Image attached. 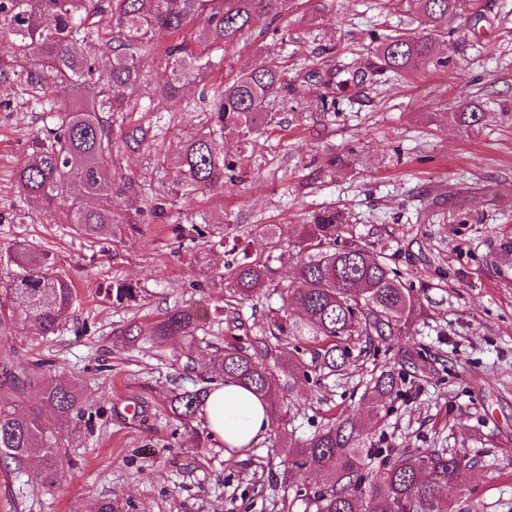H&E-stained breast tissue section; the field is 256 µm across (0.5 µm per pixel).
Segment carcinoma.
<instances>
[{
	"instance_id": "cac0c4a2",
	"label": "carcinoma",
	"mask_w": 512,
	"mask_h": 512,
	"mask_svg": "<svg viewBox=\"0 0 512 512\" xmlns=\"http://www.w3.org/2000/svg\"><path fill=\"white\" fill-rule=\"evenodd\" d=\"M288 0H0V26L18 38L25 65L0 70V82L25 78L42 93L50 125L35 137L17 170V184L59 224H71L91 239L112 235L125 224L112 208V124L105 114L124 112L139 90L145 64L155 53L153 36L165 31L175 39L164 49L168 76L153 90L156 108L181 99L184 86L210 66V56L238 42L256 15L278 20ZM461 0H409L422 35L389 36L376 49L379 69L404 72L428 64L432 36L442 32L460 10ZM284 87V73L271 62L202 89L185 103L195 112H210L219 132L187 140L176 157V183L188 192L224 187L231 163L224 155V130L252 131L267 117ZM448 118L466 127L486 121L487 113L470 103ZM344 215L336 210L312 214L295 228L296 275L282 288V306L273 310L269 336L248 350L224 340V355L210 368L208 382L232 381L264 398L283 425L290 406L279 377L265 360L271 342H289L283 351L288 377L309 372L334 376L351 358L349 343L399 340L421 315V302L388 263L353 241ZM0 463L21 467L33 449L42 452L31 483H56L67 463L62 437L84 413L79 386L51 375L43 363L10 343L7 331L18 321L35 325L44 338L56 335L69 320L75 287L57 271L49 251L19 244L0 252ZM268 261L243 249L217 279L232 293L250 299L270 287ZM141 289L116 281L106 289L115 305L138 301ZM200 316L189 307L167 311L152 324L149 336L173 347L196 340ZM399 392L398 375L385 370L370 388L372 401ZM207 396L204 387H178L166 397L171 416L187 425ZM55 421L49 424L43 410ZM380 419L372 407L361 424L340 414L305 441L288 437L281 445L288 475L315 468L321 484L297 490L293 501L304 512H453L455 495L469 463L444 448L405 450L375 467L374 448L364 447L368 425Z\"/></svg>"
}]
</instances>
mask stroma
Here are the masks:
<instances>
[{
    "mask_svg": "<svg viewBox=\"0 0 512 512\" xmlns=\"http://www.w3.org/2000/svg\"><path fill=\"white\" fill-rule=\"evenodd\" d=\"M420 30L400 0H288L279 20H259L251 37L213 53L205 83L263 60L281 63L287 81L260 130L225 135L233 169L223 188L204 194L177 185L174 161L213 118L154 111L152 90L167 71L162 58L150 61L129 111L112 116L114 180L137 186L117 192L113 207L139 230L108 241L54 223L19 191L16 169L49 116L24 85L0 86V250L51 251L76 289L56 336L40 340L21 322L12 334L31 359L75 380L93 415L64 438L70 462L56 484L28 486L35 454L24 473L0 470V512H91L108 497L123 512H303L293 489L316 478L307 469L285 484L277 453L285 430L305 440L330 416L364 418L384 369L400 373V391L381 403L366 447L464 454L471 466L456 512H512V0H462L434 39L433 63L410 74L377 71L385 35ZM315 68L333 76L335 111L305 105L304 75ZM355 73L364 82L346 85ZM461 100L490 112L487 124L450 122ZM338 154L349 167L329 166ZM156 197L166 202L160 217L150 208ZM324 209L342 212L355 240L418 291L424 316L395 344L367 351L352 343L342 374L293 382L289 426L271 424L244 457L197 447L165 411V396L206 375L225 339L256 345L281 304L266 289L230 300L215 279L225 250L269 257L274 283L289 284L294 227ZM195 225L214 244L194 240ZM270 227L280 240L274 252ZM115 281L137 284L138 303L113 305L105 290ZM175 306L197 310L203 341L175 349L131 339V326L147 328Z\"/></svg>",
    "mask_w": 512,
    "mask_h": 512,
    "instance_id": "obj_1",
    "label": "stroma"
}]
</instances>
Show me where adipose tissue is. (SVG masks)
I'll list each match as a JSON object with an SVG mask.
<instances>
[{
  "mask_svg": "<svg viewBox=\"0 0 512 512\" xmlns=\"http://www.w3.org/2000/svg\"><path fill=\"white\" fill-rule=\"evenodd\" d=\"M202 411L212 441L229 454L247 451L270 424L267 403L231 381L210 391Z\"/></svg>",
  "mask_w": 512,
  "mask_h": 512,
  "instance_id": "ef3b65f1",
  "label": "adipose tissue"
}]
</instances>
